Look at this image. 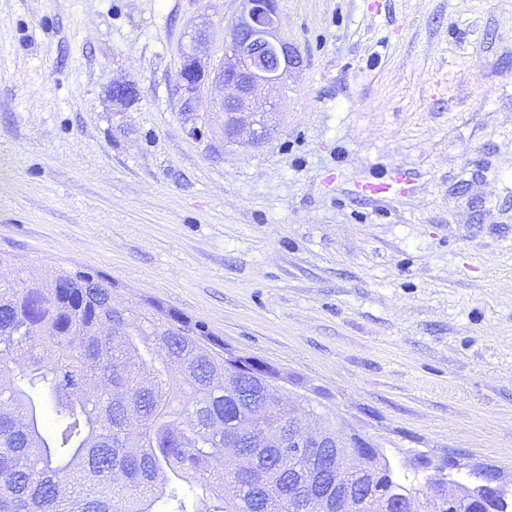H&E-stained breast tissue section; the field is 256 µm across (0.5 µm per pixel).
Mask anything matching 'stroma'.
<instances>
[{"mask_svg":"<svg viewBox=\"0 0 512 512\" xmlns=\"http://www.w3.org/2000/svg\"><path fill=\"white\" fill-rule=\"evenodd\" d=\"M277 4L303 64L253 147L219 92L176 93L198 24L218 66L240 0H0V274H103L397 463L512 475V0ZM394 168L395 196L361 195Z\"/></svg>","mask_w":512,"mask_h":512,"instance_id":"stroma-1","label":"stroma"}]
</instances>
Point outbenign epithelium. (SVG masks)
<instances>
[{
    "instance_id": "7a95c632",
    "label": "benign epithelium",
    "mask_w": 512,
    "mask_h": 512,
    "mask_svg": "<svg viewBox=\"0 0 512 512\" xmlns=\"http://www.w3.org/2000/svg\"><path fill=\"white\" fill-rule=\"evenodd\" d=\"M241 14L228 25L224 36L222 63L213 69H205L197 59L203 37H197L191 51L184 56L177 84L185 109L202 91L213 85H223L235 91L220 102L224 117V138L237 141L244 130H249L248 141L258 146L265 142L262 125L253 120L246 122L245 115H254L269 88L283 85L288 72L299 67L302 59L295 47L281 36L282 19L276 0H241ZM136 97L135 89L127 84H115L107 93L112 109L125 110ZM324 433L314 431L306 419L299 421L297 446L320 445Z\"/></svg>"
}]
</instances>
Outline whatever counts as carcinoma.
<instances>
[{
    "label": "carcinoma",
    "mask_w": 512,
    "mask_h": 512,
    "mask_svg": "<svg viewBox=\"0 0 512 512\" xmlns=\"http://www.w3.org/2000/svg\"><path fill=\"white\" fill-rule=\"evenodd\" d=\"M116 282L81 269H22L0 283V512H315L329 494L336 449L289 458L252 447L248 394L267 401L283 441L312 412L280 394V370L224 346L206 326L161 302L118 304ZM238 448V467L224 452ZM342 477L361 512H512V483L474 479L448 500L423 453L409 477L387 451L359 436L341 449ZM189 484L195 498L179 496Z\"/></svg>",
    "instance_id": "cac0c4a2"
}]
</instances>
